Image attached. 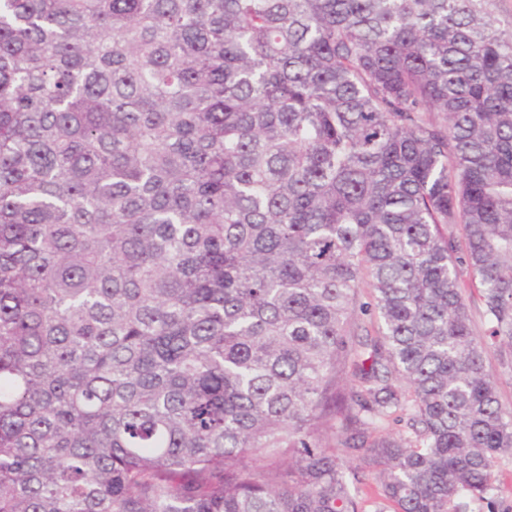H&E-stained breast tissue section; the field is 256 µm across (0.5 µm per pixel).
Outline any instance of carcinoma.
I'll use <instances>...</instances> for the list:
<instances>
[{"label": "carcinoma", "instance_id": "1", "mask_svg": "<svg viewBox=\"0 0 512 512\" xmlns=\"http://www.w3.org/2000/svg\"><path fill=\"white\" fill-rule=\"evenodd\" d=\"M495 6L0 0V512H364L367 472L396 512L486 500Z\"/></svg>", "mask_w": 512, "mask_h": 512}]
</instances>
